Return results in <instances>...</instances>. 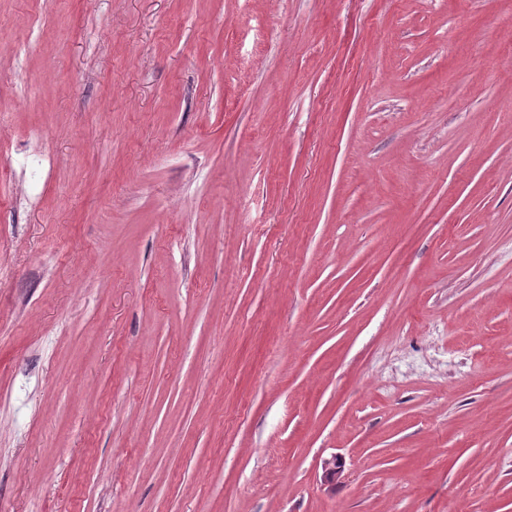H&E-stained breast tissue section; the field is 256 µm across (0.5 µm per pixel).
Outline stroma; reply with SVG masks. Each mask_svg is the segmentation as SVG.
<instances>
[{
    "instance_id": "obj_1",
    "label": "stroma",
    "mask_w": 512,
    "mask_h": 512,
    "mask_svg": "<svg viewBox=\"0 0 512 512\" xmlns=\"http://www.w3.org/2000/svg\"><path fill=\"white\" fill-rule=\"evenodd\" d=\"M0 456V512H512V0H0Z\"/></svg>"
}]
</instances>
